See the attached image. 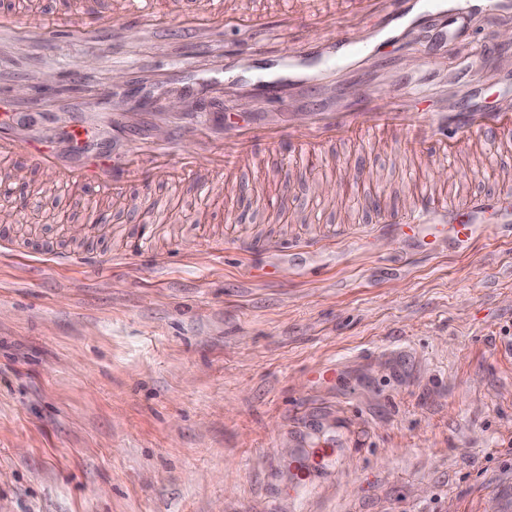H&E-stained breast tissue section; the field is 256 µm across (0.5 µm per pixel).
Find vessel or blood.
I'll return each mask as SVG.
<instances>
[{
  "mask_svg": "<svg viewBox=\"0 0 512 512\" xmlns=\"http://www.w3.org/2000/svg\"><path fill=\"white\" fill-rule=\"evenodd\" d=\"M512 13V0H282L276 15L255 8L254 0H113L111 12L84 6L50 12L30 23L28 14L0 9V36L20 31L35 40L64 34L83 43H98L101 33L130 36L142 31L155 38L174 36L194 40L223 34L280 27L295 44L284 52L269 53L259 45L249 58L221 63L212 84L232 76L234 87L252 92L260 100H278L299 87L314 96L307 109L289 113L287 124L261 112L236 123L202 102L203 83L189 59L175 64L184 76L181 96L196 100L183 112L144 113L132 106L115 107L111 96L90 103L83 112H47L35 94L14 102L12 111L0 113V163L25 157L29 166L46 173L51 184L82 193L94 187L109 191L131 178L167 182L191 174L209 184L214 168L223 164L253 166L258 156L255 140L282 139L303 128V153L319 152L326 141L374 138L384 132L410 141L432 165L455 160L456 147L481 136L512 138V103L497 112L479 107L456 111L447 107L417 109L431 100L424 87L415 88L413 104L398 100L394 106H375L369 84L347 75L366 69L381 46H406L409 37L425 31L430 42L445 40L467 15ZM478 61L500 64L499 79L512 91V51L480 50ZM491 206L488 199L467 201L469 221L450 227V237L467 245L479 236L480 218ZM449 205L433 191L415 196L408 210L388 215L390 236L426 237L437 215Z\"/></svg>",
  "mask_w": 512,
  "mask_h": 512,
  "instance_id": "b4317fda",
  "label": "vessel or blood"
}]
</instances>
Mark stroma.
<instances>
[{
	"label": "stroma",
	"instance_id": "1",
	"mask_svg": "<svg viewBox=\"0 0 512 512\" xmlns=\"http://www.w3.org/2000/svg\"><path fill=\"white\" fill-rule=\"evenodd\" d=\"M512 15L465 20L429 70L451 77ZM68 38L0 43V69L75 80ZM157 68L148 36L113 58ZM145 179L72 203L32 168L0 210V512H512V235L484 216L468 247L374 233L415 189L495 197L512 146L487 139L448 176L404 140L337 141L285 164ZM344 224L306 252L231 240ZM152 227L149 257H124ZM224 240L222 254L200 241ZM51 247L102 256L58 266Z\"/></svg>",
	"mask_w": 512,
	"mask_h": 512
}]
</instances>
